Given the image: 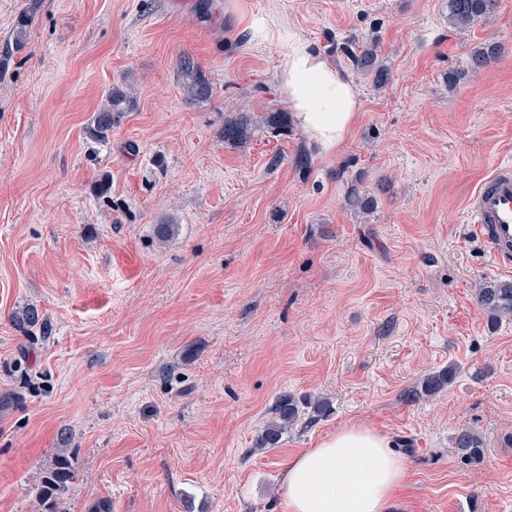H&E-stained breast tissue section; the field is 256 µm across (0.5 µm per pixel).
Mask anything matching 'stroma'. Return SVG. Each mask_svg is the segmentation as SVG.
Listing matches in <instances>:
<instances>
[{"label": "stroma", "instance_id": "stroma-1", "mask_svg": "<svg viewBox=\"0 0 512 512\" xmlns=\"http://www.w3.org/2000/svg\"><path fill=\"white\" fill-rule=\"evenodd\" d=\"M261 16L356 84L337 151L293 124L225 143V117L286 109L287 48L253 40ZM371 33L382 88L346 53ZM488 42L498 57L469 72ZM186 55L206 102L186 97ZM114 85L135 107L99 145L84 128ZM509 158L512 0L467 32L445 0H0V512H43L60 447L78 472L68 512H288V461L356 424L405 460L389 512H512V319L490 325L476 301L512 268L465 221ZM354 187L374 212L348 205ZM28 303L52 334L24 355L12 315ZM452 362L454 383L420 394ZM283 393L327 413L254 449ZM463 427L483 463L458 465ZM180 69L188 98L195 102L208 101L212 96L213 87L200 66L189 56H184L180 61ZM457 458L464 464H479L486 455L488 444L477 432L461 428L454 437Z\"/></svg>", "mask_w": 512, "mask_h": 512}]
</instances>
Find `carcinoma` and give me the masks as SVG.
Here are the masks:
<instances>
[{"label":"carcinoma","instance_id":"carcinoma-1","mask_svg":"<svg viewBox=\"0 0 512 512\" xmlns=\"http://www.w3.org/2000/svg\"><path fill=\"white\" fill-rule=\"evenodd\" d=\"M498 0H446L448 22L460 30H468L495 13ZM499 53L498 46L486 43L470 52L468 67L477 72L484 69ZM356 69L371 78L374 86L382 88L389 83L391 71L378 59V42L364 39L355 43V51L350 53ZM181 74L187 96L195 102L209 100L213 93L212 83L194 60L185 56L180 61ZM133 108V100L120 86L111 87L104 105L94 113L84 133L90 140L105 143L109 140L112 128L118 126ZM266 132L278 136L288 132V116L285 112H270L262 122H257L245 112H240L224 120L221 135L224 142L244 147L253 140L258 125ZM348 204L354 209L369 214L375 202L370 196L352 192L347 196ZM477 303L487 314L488 320L495 323L501 317H512V281H487L477 288ZM14 326L25 337L48 338L52 327L41 310L34 304H27L12 317ZM458 367L450 364L424 378L420 394L432 395L450 386L457 375ZM326 411V404L306 398L295 399L291 395L278 397L274 407L275 418L257 435L254 445L258 448L279 447L283 434L299 420L313 424ZM454 447L460 462L478 464L486 455L488 444L477 432L461 428L454 437ZM76 478L67 449H57L55 455L42 472L39 498L46 505L47 512H67V492Z\"/></svg>","mask_w":512,"mask_h":512}]
</instances>
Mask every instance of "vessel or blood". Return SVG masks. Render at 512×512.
I'll return each mask as SVG.
<instances>
[{
	"label": "vessel or blood",
	"instance_id": "vessel-or-blood-1",
	"mask_svg": "<svg viewBox=\"0 0 512 512\" xmlns=\"http://www.w3.org/2000/svg\"><path fill=\"white\" fill-rule=\"evenodd\" d=\"M473 234L488 243L502 265L512 264V164H498L468 202Z\"/></svg>",
	"mask_w": 512,
	"mask_h": 512
}]
</instances>
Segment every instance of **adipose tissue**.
<instances>
[{
    "instance_id": "obj_1",
    "label": "adipose tissue",
    "mask_w": 512,
    "mask_h": 512,
    "mask_svg": "<svg viewBox=\"0 0 512 512\" xmlns=\"http://www.w3.org/2000/svg\"><path fill=\"white\" fill-rule=\"evenodd\" d=\"M251 29L259 41L287 46L277 74L280 93L311 144L320 152H333L357 119V86L308 40L275 18H256ZM405 475V463L391 442L370 428L349 426L290 460L280 493L288 512H388Z\"/></svg>"
}]
</instances>
